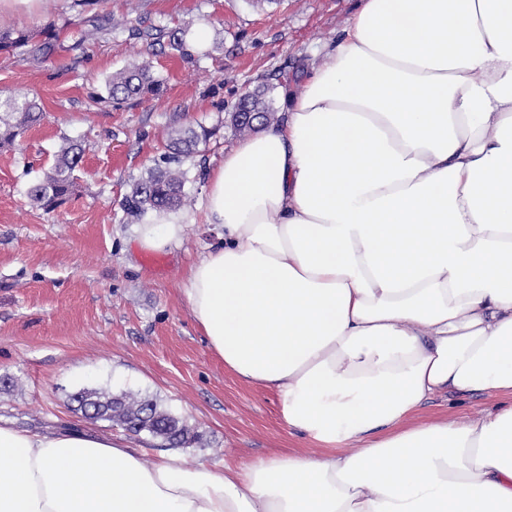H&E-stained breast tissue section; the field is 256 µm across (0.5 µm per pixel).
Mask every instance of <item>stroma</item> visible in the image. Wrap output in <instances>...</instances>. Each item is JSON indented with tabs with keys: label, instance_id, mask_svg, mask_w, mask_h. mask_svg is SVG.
Here are the masks:
<instances>
[{
	"label": "stroma",
	"instance_id": "1",
	"mask_svg": "<svg viewBox=\"0 0 512 512\" xmlns=\"http://www.w3.org/2000/svg\"><path fill=\"white\" fill-rule=\"evenodd\" d=\"M359 0H108L114 17L146 18L196 33L207 25L221 51L186 63L169 50L120 33L80 55L61 50L34 65L0 57V89L39 97L41 124L0 149V417L39 429L83 424L142 449L146 460L162 446L108 421L86 422L70 408L83 388L130 390L151 396L198 434L180 460L241 467L300 450L310 442L282 419L277 394L248 385L214 356L180 292L188 265L214 239L200 205L209 168L238 143L223 121L238 98L272 86L276 109L296 92V75L310 71L320 49L337 38ZM73 0H51L31 15L5 14L16 28L40 33L77 16ZM150 59L164 91L134 106L95 107L91 95L105 79ZM217 128L203 166L185 191L186 222L179 245L158 252L138 249L139 227L126 223L120 202L132 183L166 151L171 128ZM86 146L71 198L47 212L25 191L49 171L64 139ZM496 399L446 393L429 400L419 418L463 421L494 410Z\"/></svg>",
	"mask_w": 512,
	"mask_h": 512
}]
</instances>
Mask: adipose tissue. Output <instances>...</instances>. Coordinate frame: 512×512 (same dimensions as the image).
<instances>
[{"label":"adipose tissue","mask_w":512,"mask_h":512,"mask_svg":"<svg viewBox=\"0 0 512 512\" xmlns=\"http://www.w3.org/2000/svg\"><path fill=\"white\" fill-rule=\"evenodd\" d=\"M202 216L190 314L325 453L148 464L0 423V512H512V0H361L285 120L209 169ZM442 391L500 405L418 421Z\"/></svg>","instance_id":"obj_1"}]
</instances>
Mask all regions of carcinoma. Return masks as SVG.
Segmentation results:
<instances>
[{
	"instance_id": "cac0c4a2",
	"label": "carcinoma",
	"mask_w": 512,
	"mask_h": 512,
	"mask_svg": "<svg viewBox=\"0 0 512 512\" xmlns=\"http://www.w3.org/2000/svg\"><path fill=\"white\" fill-rule=\"evenodd\" d=\"M80 7L75 21L67 20L58 27L48 25L36 37L30 32L0 22V55L19 57L30 63L46 61L55 51L59 33H70L71 50H85L87 46L109 40L116 32L127 31L149 43L167 41L173 54L183 61L195 59L188 49L184 28L160 25L143 26L141 20H116L105 10V0H75ZM163 80L152 73L145 61L133 64L112 74L105 81V93L91 99L94 106L112 103H136L162 90ZM268 88L261 85L244 94L228 113L227 121L239 137H248L259 127L280 122L266 100ZM257 112L259 120L250 122L244 113ZM42 116L37 98L20 90H0V148L14 145ZM217 129L194 127L174 128L168 135L167 153L162 161L154 162L141 178L135 180L121 201V209L128 223H146L153 214L177 211L190 204L184 191L189 181L185 163L204 152L207 142ZM85 146L77 139H67L56 155L54 166L42 177L29 184L26 196L31 204L54 210L66 202L75 181L74 172L80 166ZM76 410L90 420L109 421L126 427L136 435L146 433L161 441L167 448L185 447L198 439L184 420L163 408L156 399L140 393L106 389H82L71 396Z\"/></svg>"
}]
</instances>
